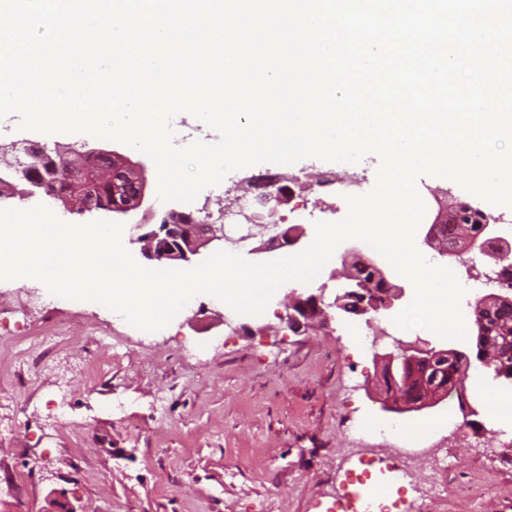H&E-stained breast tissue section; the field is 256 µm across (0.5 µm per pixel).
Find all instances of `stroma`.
I'll list each match as a JSON object with an SVG mask.
<instances>
[{
    "label": "stroma",
    "instance_id": "1",
    "mask_svg": "<svg viewBox=\"0 0 512 512\" xmlns=\"http://www.w3.org/2000/svg\"><path fill=\"white\" fill-rule=\"evenodd\" d=\"M116 149L143 161L150 189L145 208L124 220L123 242L134 258L142 256L138 223L221 206V198L204 193L190 204L160 202L153 162L124 144ZM378 164L374 155L356 164H260L230 173L222 185L233 197L253 176L291 182L278 212L308 241L314 227L298 199L326 220H340L347 211L342 184L369 191ZM353 248L367 250L360 240L342 243L314 283L289 282L264 314L235 315L232 333L219 320L224 303L206 294L166 328L147 332L110 309L52 295L39 282L0 281V499L17 512H41L48 492L71 481L87 512H357L355 475L378 477L379 458L403 445L400 435H381V426L425 423L421 453L448 458V492L424 502L397 481L386 497L395 512H457L464 490L473 512H512V451L498 445L501 431L512 434V415L483 399L488 392L512 405V386L474 362L463 376L471 415L453 396L422 411L384 410L376 355L416 339L467 352L476 330L453 341L394 329L413 287L393 273L389 279L404 295L373 316L390 336L361 347L355 329L362 318L332 306L335 276ZM318 292L329 304L326 319L289 331L279 316L293 294ZM87 362L106 367L91 386L78 376Z\"/></svg>",
    "mask_w": 512,
    "mask_h": 512
}]
</instances>
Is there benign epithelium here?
I'll list each match as a JSON object with an SVG mask.
<instances>
[{
	"label": "benign epithelium",
	"mask_w": 512,
	"mask_h": 512,
	"mask_svg": "<svg viewBox=\"0 0 512 512\" xmlns=\"http://www.w3.org/2000/svg\"><path fill=\"white\" fill-rule=\"evenodd\" d=\"M32 145L33 142H26L28 161L22 162L17 156V144H0V167L14 171L17 178L80 214L106 212L126 216L143 206L147 190L143 165L124 154L100 147H89L80 152L55 150L48 154L34 150ZM435 201L438 211L434 223L480 224L482 231L494 233L488 215L479 207L457 200L449 191L435 197ZM144 228L146 231L137 241L142 244V252L148 259L159 262H188L201 249L226 239L224 225L199 221L193 214L186 212L171 211L161 219V223L146 224ZM425 241L430 245L436 242L434 229H428ZM473 245L474 239L462 235L456 244L440 242L436 249L444 256L460 260ZM364 270L372 271L371 280L383 288V303L359 302L354 315L367 314L373 308L379 312L390 309L394 301L402 297V291L388 280L385 272L373 260L360 259L346 268V288L356 295L368 291L370 285L363 281ZM310 301L318 305L321 297L314 294L307 298L301 294L294 297L291 312L284 317L293 332L297 333L304 327L298 313L306 310ZM511 301L512 295L496 293L477 299V328H482L484 316ZM455 354L460 356L462 352L409 343L401 345L397 354L390 352L381 355L384 364L390 369L399 360L407 367L401 377L392 372L387 374V381L382 383L384 408L396 413L421 411L447 399V387L438 384L435 376L429 375L427 366ZM42 512L83 510L77 491L54 489L48 494Z\"/></svg>",
	"instance_id": "obj_1"
}]
</instances>
